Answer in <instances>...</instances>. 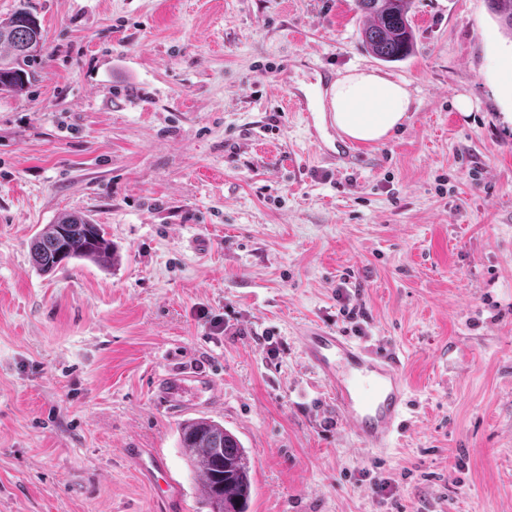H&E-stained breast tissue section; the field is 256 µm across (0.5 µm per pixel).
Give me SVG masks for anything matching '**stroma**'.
<instances>
[{"instance_id": "35a3bbf8", "label": "stroma", "mask_w": 512, "mask_h": 512, "mask_svg": "<svg viewBox=\"0 0 512 512\" xmlns=\"http://www.w3.org/2000/svg\"><path fill=\"white\" fill-rule=\"evenodd\" d=\"M22 6L46 56L0 93V512H208L178 443L195 417L247 449L248 512H512V39L486 0H413L396 63L365 51L354 0H0V18ZM352 68L412 103L346 164L286 94ZM65 211L103 224L114 267L34 270ZM308 324L397 354L408 429L387 456L306 366ZM172 372L221 392L170 405ZM129 448L160 454L173 499Z\"/></svg>"}]
</instances>
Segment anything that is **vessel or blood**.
<instances>
[{
	"mask_svg": "<svg viewBox=\"0 0 512 512\" xmlns=\"http://www.w3.org/2000/svg\"><path fill=\"white\" fill-rule=\"evenodd\" d=\"M298 342L309 367L329 388L342 423L361 447L371 452L390 448L408 405L407 381L398 357L319 324L303 328ZM194 380L188 373L168 375L158 382L157 390L178 406ZM127 454L151 483L171 489L167 468L155 452L131 448Z\"/></svg>",
	"mask_w": 512,
	"mask_h": 512,
	"instance_id": "obj_1",
	"label": "vessel or blood"
}]
</instances>
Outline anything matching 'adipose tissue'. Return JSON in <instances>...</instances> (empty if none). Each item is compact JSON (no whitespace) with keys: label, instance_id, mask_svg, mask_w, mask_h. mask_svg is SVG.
<instances>
[{"label":"adipose tissue","instance_id":"ef3b65f1","mask_svg":"<svg viewBox=\"0 0 512 512\" xmlns=\"http://www.w3.org/2000/svg\"><path fill=\"white\" fill-rule=\"evenodd\" d=\"M411 95L404 83L367 69H352L332 81L317 109L331 115L349 139L375 143L389 138L406 120Z\"/></svg>","mask_w":512,"mask_h":512}]
</instances>
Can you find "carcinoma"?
<instances>
[{
    "label": "carcinoma",
    "mask_w": 512,
    "mask_h": 512,
    "mask_svg": "<svg viewBox=\"0 0 512 512\" xmlns=\"http://www.w3.org/2000/svg\"><path fill=\"white\" fill-rule=\"evenodd\" d=\"M368 19L361 36L378 60L401 61L413 52L409 18L412 0H355ZM501 29L512 38V0H488ZM45 41L37 16L26 8L0 20V91L24 93L35 80ZM32 267L51 275L72 260L108 268L114 261L112 240L103 225L83 213H64L35 235L29 246ZM179 447L198 476L210 512H248L251 466L246 448L224 425L206 417L190 419L179 429Z\"/></svg>",
    "instance_id": "1"
}]
</instances>
